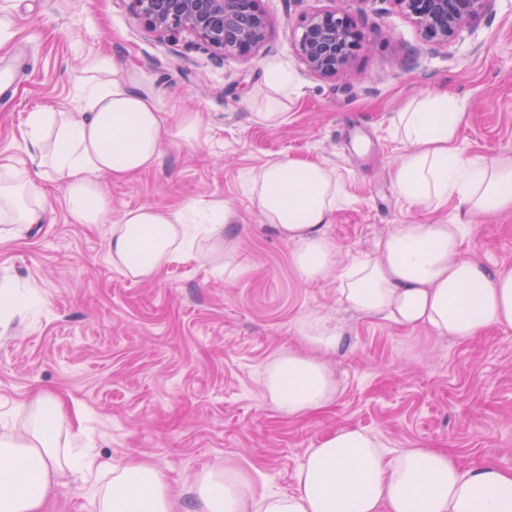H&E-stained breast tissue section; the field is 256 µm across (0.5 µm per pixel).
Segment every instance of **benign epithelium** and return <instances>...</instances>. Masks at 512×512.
Returning a JSON list of instances; mask_svg holds the SVG:
<instances>
[{
    "label": "benign epithelium",
    "mask_w": 512,
    "mask_h": 512,
    "mask_svg": "<svg viewBox=\"0 0 512 512\" xmlns=\"http://www.w3.org/2000/svg\"><path fill=\"white\" fill-rule=\"evenodd\" d=\"M261 0H132L134 14L161 35L192 34L222 57H250L265 40L269 22ZM433 45L446 46L492 11L495 0H391ZM296 51L320 76L344 72L368 42L360 18L342 10L302 18Z\"/></svg>",
    "instance_id": "obj_1"
}]
</instances>
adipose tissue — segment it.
<instances>
[{
	"label": "adipose tissue",
	"mask_w": 512,
	"mask_h": 512,
	"mask_svg": "<svg viewBox=\"0 0 512 512\" xmlns=\"http://www.w3.org/2000/svg\"><path fill=\"white\" fill-rule=\"evenodd\" d=\"M461 101L435 92L412 101L394 119L404 150L389 178L404 204L429 212L455 202L466 212L512 211V156L490 160L464 154L458 145ZM195 116L170 121L156 100L126 79L95 78L72 111L30 113L25 136L32 165L0 170V223L34 224L45 195L37 181H64V201L80 224H99L109 201L97 178L116 181L154 168L164 140L196 139ZM334 170L309 158L288 157L262 167L253 199L266 222L296 250L304 280L322 277L335 263L326 234L336 210ZM221 205L201 209L138 207L112 228V263L128 278L155 279L187 257L193 225L212 231L232 223ZM465 224H401L378 244L380 255L345 267L338 276L341 303L394 324L427 326L459 340L490 327H512V268L493 267L469 255ZM305 351L275 358L263 373V389L287 419L321 412L338 394L323 353L340 336L321 318L299 321ZM68 421L61 400L37 394L22 429L0 433V512H46L63 480L88 489L92 512H173L165 473L133 456L121 466L59 444ZM199 512H512V472L495 463L462 466L450 451L408 448L392 455L369 431L345 427L311 449L292 493L251 497L231 469H206L194 479Z\"/></svg>",
	"instance_id": "ef3b65f1"
}]
</instances>
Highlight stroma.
<instances>
[{"label": "stroma", "instance_id": "35a3bbf8", "mask_svg": "<svg viewBox=\"0 0 512 512\" xmlns=\"http://www.w3.org/2000/svg\"><path fill=\"white\" fill-rule=\"evenodd\" d=\"M265 41L249 58H214L193 36L158 37L130 0H0L14 37L0 47V166L30 163L29 112L74 109L100 61L119 64L172 117L197 113L196 141L168 140L158 166L124 181L100 177L103 223H76L63 182H42L39 223L7 224L0 285L36 291L33 312L0 327V428L25 422L34 394L58 396L80 447L123 464L140 455L167 474L176 512H196L192 483L233 465L255 495L289 493L311 448L344 428L371 432L390 451L441 448L465 465L512 470V328L468 341L358 313L336 296L340 265L376 254L400 224H434L455 211L403 204L389 181L402 153L392 120L410 100L445 89L463 102L460 147L471 157L512 154V0H496L474 34L450 47L425 42L392 0H262ZM342 8L361 16L369 44L344 73L311 74L298 58L297 25ZM291 71L298 92L279 120L260 121L269 64ZM286 156L335 170L342 197L326 232L337 268L304 281L294 246L252 199V179ZM221 204L235 223L201 237L195 256L136 282L112 263V226L140 206ZM466 247L512 268V212L469 215ZM313 313L341 343L323 359L339 394L329 410L286 420L261 377L275 357L302 350Z\"/></svg>", "mask_w": 512, "mask_h": 512}]
</instances>
